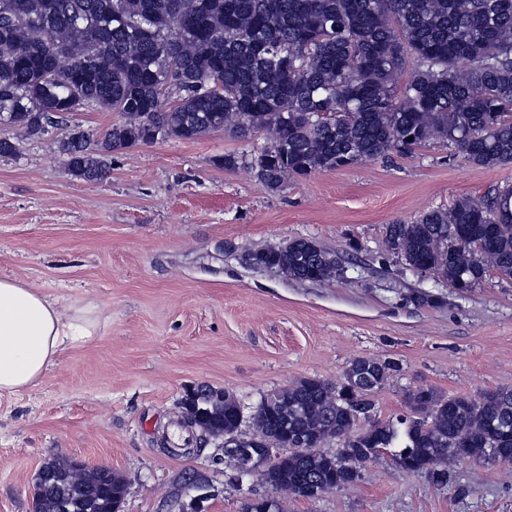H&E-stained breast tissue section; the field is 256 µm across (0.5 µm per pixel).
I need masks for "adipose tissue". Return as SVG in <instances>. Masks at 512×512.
I'll list each match as a JSON object with an SVG mask.
<instances>
[{
	"label": "adipose tissue",
	"instance_id": "obj_1",
	"mask_svg": "<svg viewBox=\"0 0 512 512\" xmlns=\"http://www.w3.org/2000/svg\"><path fill=\"white\" fill-rule=\"evenodd\" d=\"M96 331L92 309L67 312L39 289L0 279V396L37 385L66 348Z\"/></svg>",
	"mask_w": 512,
	"mask_h": 512
}]
</instances>
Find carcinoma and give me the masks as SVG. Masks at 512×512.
I'll use <instances>...</instances> for the list:
<instances>
[{
    "label": "carcinoma",
    "mask_w": 512,
    "mask_h": 512,
    "mask_svg": "<svg viewBox=\"0 0 512 512\" xmlns=\"http://www.w3.org/2000/svg\"><path fill=\"white\" fill-rule=\"evenodd\" d=\"M47 67L58 77L52 85L42 80ZM75 102L121 116L99 136L57 142L87 182L107 177V154L214 131L250 146L224 155V167L251 169L272 192L291 175L431 142L491 169L512 163V0H0V116L35 139ZM259 133L260 147L252 145ZM386 246L407 269H429L461 290L491 273L512 279V184L389 224ZM246 262L316 283L341 272L308 238ZM397 371L390 359L358 357L334 386L302 378L275 392L266 424L288 436V453L266 466V485L295 494L315 479L324 493L338 489L378 449L444 485L455 463L495 465L491 449L512 452L510 388L454 397L409 390L404 421L352 406L363 376L372 381L357 398L372 409V394ZM197 405L243 438L233 399L204 387ZM332 437L343 447L329 454L321 445ZM301 438L311 444L303 456ZM43 466L49 477L35 512H114L121 478L111 468L96 466L77 484L68 459Z\"/></svg>",
    "instance_id": "obj_1"
}]
</instances>
